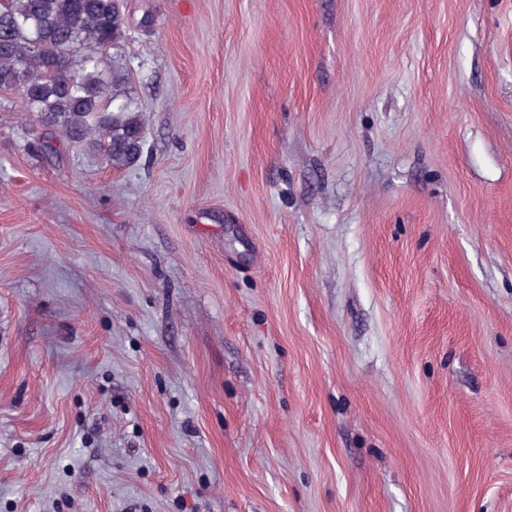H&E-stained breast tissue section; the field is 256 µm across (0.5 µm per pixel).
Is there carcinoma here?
Wrapping results in <instances>:
<instances>
[{"mask_svg":"<svg viewBox=\"0 0 512 512\" xmlns=\"http://www.w3.org/2000/svg\"><path fill=\"white\" fill-rule=\"evenodd\" d=\"M125 35L120 0H7L0 7V90H17L24 111L49 128L43 150L57 152L59 131L99 148L116 170L143 153V125L124 98L126 77L112 70L105 95L103 49Z\"/></svg>","mask_w":512,"mask_h":512,"instance_id":"cac0c4a2","label":"carcinoma"}]
</instances>
